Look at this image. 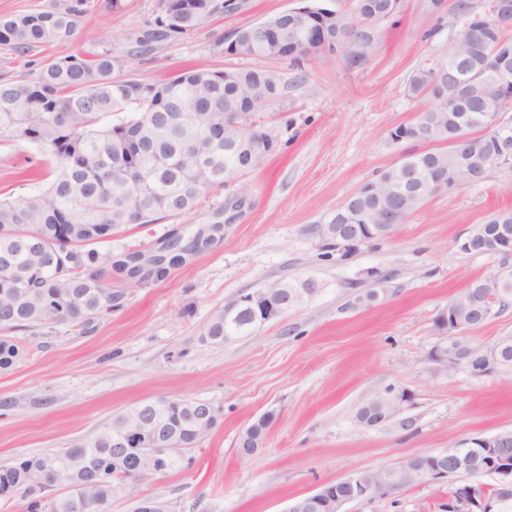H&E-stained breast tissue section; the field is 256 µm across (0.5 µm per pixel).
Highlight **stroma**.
Returning a JSON list of instances; mask_svg holds the SVG:
<instances>
[{
  "label": "stroma",
  "instance_id": "1",
  "mask_svg": "<svg viewBox=\"0 0 512 512\" xmlns=\"http://www.w3.org/2000/svg\"><path fill=\"white\" fill-rule=\"evenodd\" d=\"M295 0H244L199 27L155 43L135 40L154 26L158 0H84L77 38L25 55L0 48V77L31 81L50 61L109 41L125 60L119 75L152 83L168 75L272 69L285 88L251 122L279 145L244 183L214 190L186 216L130 226L103 244L113 259L153 251L171 232L224 222L220 243L186 256L160 281L106 276L110 314L86 327L69 324L14 335L20 358L0 371V462L91 438L113 414L159 397L209 403L217 422L194 449L192 469L139 487L177 512H283L288 501L360 470L397 466L455 442L512 430V370L475 376L438 356L447 333L435 320L470 280L492 277L499 257L462 250L478 224L512 208V172L431 198L398 231L351 255L325 251L320 225L351 194L395 164L401 145L389 134L416 122L431 99H413L409 76L430 67L461 20L430 0H403L377 25L376 50L349 69L337 55L306 62L224 54L233 30L293 7ZM48 158L15 138L0 144V199L45 187L28 170ZM312 278L318 292L253 335L215 345L204 340L214 309L277 282ZM414 394L413 423L370 429L359 406L386 387ZM273 412L263 447L239 456V432ZM448 488L420 481L348 505L347 512H445Z\"/></svg>",
  "mask_w": 512,
  "mask_h": 512
}]
</instances>
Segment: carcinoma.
Instances as JSON below:
<instances>
[{"instance_id": "carcinoma-1", "label": "carcinoma", "mask_w": 512, "mask_h": 512, "mask_svg": "<svg viewBox=\"0 0 512 512\" xmlns=\"http://www.w3.org/2000/svg\"><path fill=\"white\" fill-rule=\"evenodd\" d=\"M379 0H356L360 27L353 33L376 48L374 26L382 21L376 15ZM493 0H487L481 14L474 13L472 0H454L453 12L463 19L459 32H475L473 40L457 48V66L470 78L465 95L458 100L437 99L434 85L441 67L416 70L408 79V96L436 99V106L424 111L417 122L406 125L408 139L431 142L438 147L411 150L374 183V191L360 188L351 195L330 220L320 228L327 237L324 247L336 240L343 224L358 229V235L345 241L344 254L355 251L366 241L385 237L380 217L393 216L405 222L436 191L427 187L435 182H457L463 187L483 179L492 170L512 171V162L501 163L497 155V123L512 112L511 96L503 99L496 78L502 69L500 46L512 48L504 38V24L494 19ZM218 11L215 0H191L185 9L165 7V17H157L155 27L135 40L136 53L144 55L151 44L173 33L193 29ZM81 10L42 11L14 17H0V45L18 54L72 39ZM248 34L246 53L274 57L276 52L264 32L253 26L241 28ZM122 59L102 46L81 57L69 56L43 66L32 82L0 83V140L20 138L39 146L53 161L54 177L49 186L15 200L0 201V330L14 331L50 328L59 324L87 326L112 312V292L102 282L107 267L137 281L161 280L167 270L148 263L128 268L123 261H112V254L96 245L131 224H153L168 215H186L195 210L206 194L234 178L259 168L275 141L266 132L254 135L256 160L247 165L244 156L224 146V139L236 140L246 129L224 126L229 113L239 110V100L253 92L260 100L279 96L281 83L264 75L261 69L242 71L243 83L227 86L224 79L207 71H186L144 84L138 92L119 82L114 72ZM114 112L126 117L116 123L104 118ZM413 171L414 193L398 196L380 180L396 184ZM501 224L512 235V209L491 213L483 226L493 233ZM203 229L189 236L171 235L166 251L197 252ZM489 279L476 278L455 296L458 315L464 322L473 318V302L485 300L492 291ZM280 294L305 303L301 282L275 284ZM493 307L512 303V277L501 285ZM257 330V319L246 306L224 318V309H215L204 330L213 344L226 336H249ZM499 366L512 368V335L500 336ZM463 357L470 373L482 375L492 370L487 350L452 342L442 349ZM20 355L10 336H0V369L11 367ZM391 403L390 389L374 394L357 411L366 424L379 428L381 411ZM205 402L170 398L157 406L163 421L158 432L147 430L136 438L127 457L112 455V432L138 425L135 410L116 414L91 439L78 440L66 448L17 457L0 465V489L25 500L26 512H108L112 498L124 486L134 485L131 473L148 475L155 460L147 449L191 446L200 443L207 432H196L193 414Z\"/></svg>"}]
</instances>
